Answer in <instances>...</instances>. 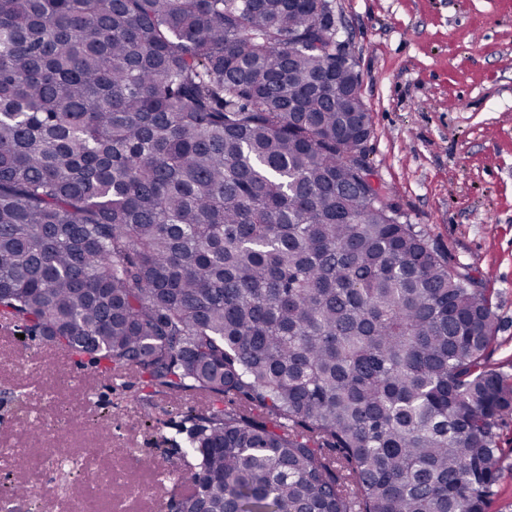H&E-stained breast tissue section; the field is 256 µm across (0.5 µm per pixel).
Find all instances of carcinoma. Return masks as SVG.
<instances>
[{"mask_svg": "<svg viewBox=\"0 0 512 512\" xmlns=\"http://www.w3.org/2000/svg\"><path fill=\"white\" fill-rule=\"evenodd\" d=\"M338 82L332 0H0V318L208 399L182 512H492L494 304Z\"/></svg>", "mask_w": 512, "mask_h": 512, "instance_id": "obj_1", "label": "carcinoma"}]
</instances>
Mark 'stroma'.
Instances as JSON below:
<instances>
[{
	"instance_id": "1",
	"label": "stroma",
	"mask_w": 512,
	"mask_h": 512,
	"mask_svg": "<svg viewBox=\"0 0 512 512\" xmlns=\"http://www.w3.org/2000/svg\"><path fill=\"white\" fill-rule=\"evenodd\" d=\"M372 114L366 160L404 222L468 268L496 306L489 362L512 375V0H333ZM0 318V512H175L174 403L142 377L54 358Z\"/></svg>"
}]
</instances>
